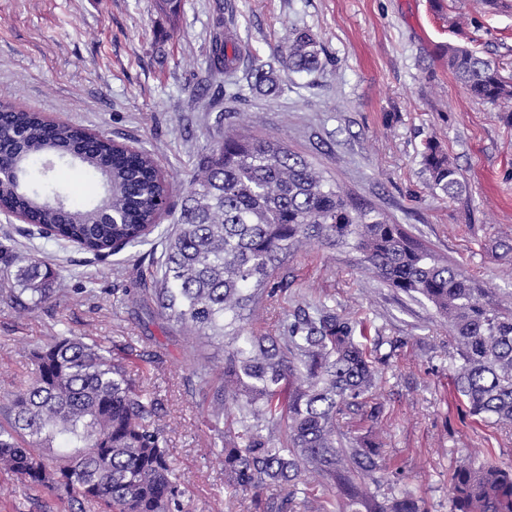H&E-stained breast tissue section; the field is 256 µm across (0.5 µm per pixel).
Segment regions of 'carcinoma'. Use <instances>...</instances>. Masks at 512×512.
Wrapping results in <instances>:
<instances>
[{
	"label": "carcinoma",
	"instance_id": "obj_1",
	"mask_svg": "<svg viewBox=\"0 0 512 512\" xmlns=\"http://www.w3.org/2000/svg\"><path fill=\"white\" fill-rule=\"evenodd\" d=\"M440 57L479 100H512V80L477 52L450 44ZM241 56L215 41L210 69H237ZM313 72L317 41L295 33L270 61L253 56L254 84H274V68ZM8 131L25 154L14 158ZM73 151L99 176L95 203L70 199L49 182L46 159ZM0 163L18 178L0 182V200L19 206L47 239L95 256L136 247L157 228L156 200L168 197L157 162L109 137L35 110L0 112ZM429 186L456 200L464 180L438 144L422 152ZM175 230L166 236L153 287L124 293L123 303H149L160 320L200 343L224 344V371L194 370L207 414L211 448L224 457V480L251 494L252 512H428L408 485H381L382 455L373 393L382 357L356 336L360 322L320 300L314 313L262 327L287 291L279 279L288 256L308 242L346 246L376 279L433 308L448 324L457 394L469 414L512 429V302L501 301L400 224L342 193L321 171L279 141L226 134L197 165ZM26 309L57 300L56 274L20 259L14 272ZM33 369L0 407V468L24 486L97 512H183L179 482L159 424L161 403L143 393L112 349L84 336H55L32 355ZM357 415L372 425L353 436ZM448 512H512V464L479 453L451 476Z\"/></svg>",
	"mask_w": 512,
	"mask_h": 512
}]
</instances>
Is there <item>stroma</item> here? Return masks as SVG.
I'll list each match as a JSON object with an SVG mask.
<instances>
[{"mask_svg":"<svg viewBox=\"0 0 512 512\" xmlns=\"http://www.w3.org/2000/svg\"><path fill=\"white\" fill-rule=\"evenodd\" d=\"M0 0V101L89 128L151 152L170 184V213L146 244L105 259L34 234L0 215V270L26 257L53 268L66 290L51 310L7 303L0 277V406L30 353L49 336H88L132 349L135 379L162 403L167 448L188 492L185 512H248L208 453L209 432L187 380L195 343L168 330L123 291L151 283L197 162L228 130L283 141L344 193L404 227L449 264L512 293V101L474 98L440 58L468 47L512 77V0ZM308 30L321 67L279 74L276 91L244 71L215 74V34L242 57L268 58ZM436 141L467 185L461 199L432 191L421 165ZM280 312L297 296L331 299L366 320L386 357L376 399L384 479H402L429 512H448L450 476L471 450L512 463V431L469 419L452 383L448 330L429 304L362 269L345 248L310 243L289 256ZM0 512H71L0 470Z\"/></svg>","mask_w":512,"mask_h":512,"instance_id":"35a3bbf8","label":"stroma"}]
</instances>
